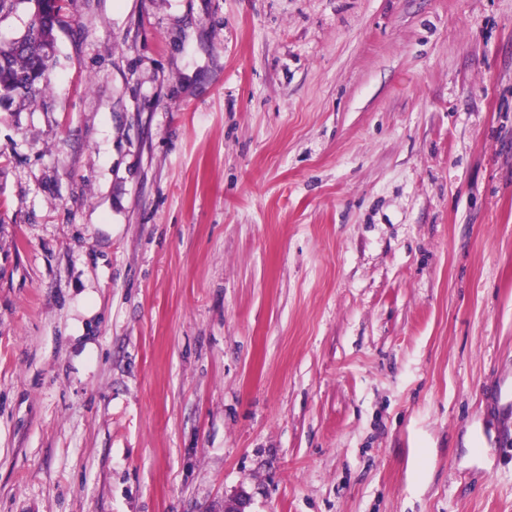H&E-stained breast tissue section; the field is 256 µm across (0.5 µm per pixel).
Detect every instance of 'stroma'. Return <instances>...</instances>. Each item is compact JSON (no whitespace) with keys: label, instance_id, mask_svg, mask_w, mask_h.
<instances>
[{"label":"stroma","instance_id":"35a3bbf8","mask_svg":"<svg viewBox=\"0 0 512 512\" xmlns=\"http://www.w3.org/2000/svg\"><path fill=\"white\" fill-rule=\"evenodd\" d=\"M241 495L512 512V0H76L0 106V512Z\"/></svg>","mask_w":512,"mask_h":512}]
</instances>
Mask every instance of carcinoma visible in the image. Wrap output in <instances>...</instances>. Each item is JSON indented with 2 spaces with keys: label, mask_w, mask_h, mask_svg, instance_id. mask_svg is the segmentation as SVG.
I'll list each match as a JSON object with an SVG mask.
<instances>
[{
  "label": "carcinoma",
  "mask_w": 512,
  "mask_h": 512,
  "mask_svg": "<svg viewBox=\"0 0 512 512\" xmlns=\"http://www.w3.org/2000/svg\"><path fill=\"white\" fill-rule=\"evenodd\" d=\"M31 4L32 15L24 33L0 40V103L14 97L42 98L49 90L56 57V31L74 0H0V18L22 2Z\"/></svg>",
  "instance_id": "carcinoma-1"
}]
</instances>
